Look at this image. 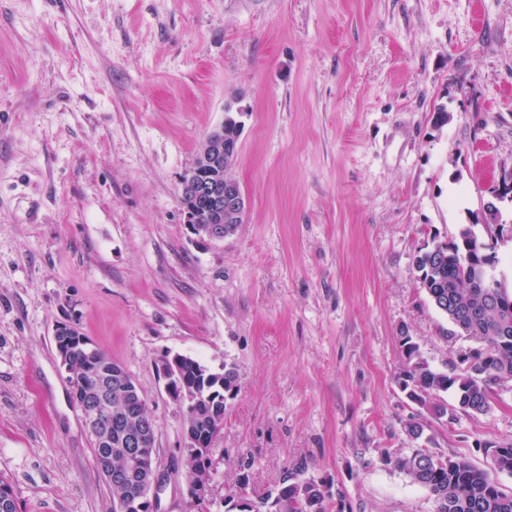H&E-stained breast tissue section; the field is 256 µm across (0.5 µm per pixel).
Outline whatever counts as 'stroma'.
<instances>
[{
    "label": "stroma",
    "instance_id": "obj_1",
    "mask_svg": "<svg viewBox=\"0 0 512 512\" xmlns=\"http://www.w3.org/2000/svg\"><path fill=\"white\" fill-rule=\"evenodd\" d=\"M228 105L248 211L203 241L180 179ZM511 169L512 0H0V476L20 512H112L60 324L157 420V512H225L241 473L256 495L295 470L344 512H434L395 465L416 448L512 491L484 448L512 443V381L487 413L445 416L399 385L403 337L443 372L468 346L416 255L484 235ZM176 353L240 380L199 506Z\"/></svg>",
    "mask_w": 512,
    "mask_h": 512
}]
</instances>
